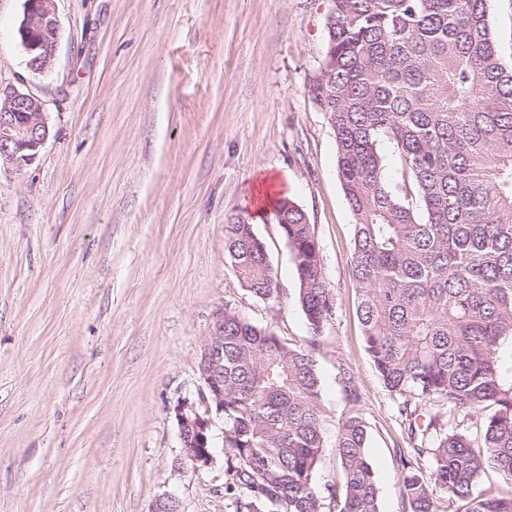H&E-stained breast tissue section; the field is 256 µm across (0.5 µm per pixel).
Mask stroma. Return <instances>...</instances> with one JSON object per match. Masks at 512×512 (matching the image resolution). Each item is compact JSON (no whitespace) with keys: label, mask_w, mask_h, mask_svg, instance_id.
<instances>
[{"label":"stroma","mask_w":512,"mask_h":512,"mask_svg":"<svg viewBox=\"0 0 512 512\" xmlns=\"http://www.w3.org/2000/svg\"><path fill=\"white\" fill-rule=\"evenodd\" d=\"M329 0H55L49 76L17 38L24 0H0V83L38 97L50 135L35 162L0 173V512H233L224 448L181 464L174 407L193 396L217 311L232 308L312 352L325 451L319 490L341 485L334 446L367 431L379 512H408L412 454L400 398L365 349L351 275L354 221L336 138L307 85L324 57ZM307 214L333 311L312 333L263 181ZM254 223L277 276L253 297L224 261L231 217ZM484 446L490 408L420 403Z\"/></svg>","instance_id":"35a3bbf8"}]
</instances>
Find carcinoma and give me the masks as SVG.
Here are the masks:
<instances>
[{
    "instance_id": "obj_1",
    "label": "carcinoma",
    "mask_w": 512,
    "mask_h": 512,
    "mask_svg": "<svg viewBox=\"0 0 512 512\" xmlns=\"http://www.w3.org/2000/svg\"><path fill=\"white\" fill-rule=\"evenodd\" d=\"M490 0H331L320 73L307 85L328 116L337 171L354 219L352 277L365 348L385 387L403 398L408 439L427 475L402 461L410 512H436L433 488L464 512H512V490L480 489L489 468L512 484V388L497 347L512 337V62L496 46ZM406 179L385 178L380 145ZM272 216L292 252L312 333L333 309L305 211L282 197ZM224 261L255 298L276 297L264 242L242 217L227 224ZM224 493L235 512H322L315 483L325 450L314 356L224 308ZM456 412L496 406L485 448L411 404ZM339 512H379L366 433L354 418L336 438Z\"/></svg>"
}]
</instances>
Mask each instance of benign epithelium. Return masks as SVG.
<instances>
[{
	"mask_svg": "<svg viewBox=\"0 0 512 512\" xmlns=\"http://www.w3.org/2000/svg\"><path fill=\"white\" fill-rule=\"evenodd\" d=\"M19 31L24 35L27 69L47 74L60 40L54 0H25ZM49 132L44 104L38 98L12 85H0V170L20 171L31 165ZM222 335L224 312L218 311L198 355L197 395L179 399L174 408L181 460L198 470L215 462L208 451L209 433L215 419L224 417V382L218 370Z\"/></svg>",
	"mask_w": 512,
	"mask_h": 512,
	"instance_id": "1",
	"label": "benign epithelium"
}]
</instances>
